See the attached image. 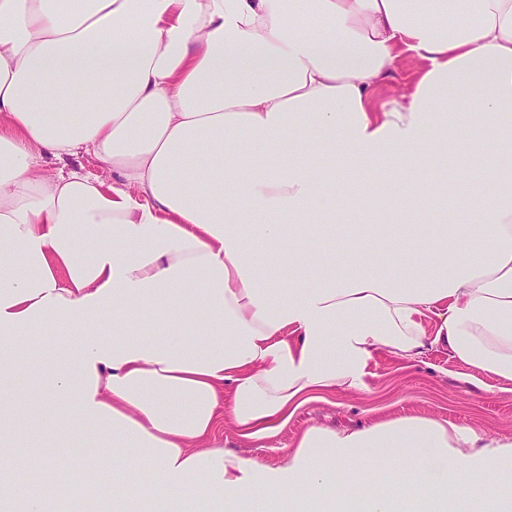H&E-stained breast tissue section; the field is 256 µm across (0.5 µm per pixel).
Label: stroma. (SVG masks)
<instances>
[{"label":"stroma","mask_w":512,"mask_h":512,"mask_svg":"<svg viewBox=\"0 0 512 512\" xmlns=\"http://www.w3.org/2000/svg\"><path fill=\"white\" fill-rule=\"evenodd\" d=\"M400 417L445 419L493 437H511L512 391L441 350L430 351L415 365L381 351L369 361L357 389L319 394L265 444L238 440L227 424L220 436L226 449L273 468L285 463L287 451L309 427L353 430Z\"/></svg>","instance_id":"stroma-1"}]
</instances>
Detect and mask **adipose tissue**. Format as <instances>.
Returning <instances> with one entry per match:
<instances>
[{"instance_id":"ef3b65f1","label":"adipose tissue","mask_w":512,"mask_h":512,"mask_svg":"<svg viewBox=\"0 0 512 512\" xmlns=\"http://www.w3.org/2000/svg\"><path fill=\"white\" fill-rule=\"evenodd\" d=\"M461 130L470 180L437 165ZM439 348L512 385V0H0V512L59 495L11 449L86 436L99 512H512V439L446 420L312 426L274 469L215 439Z\"/></svg>"}]
</instances>
